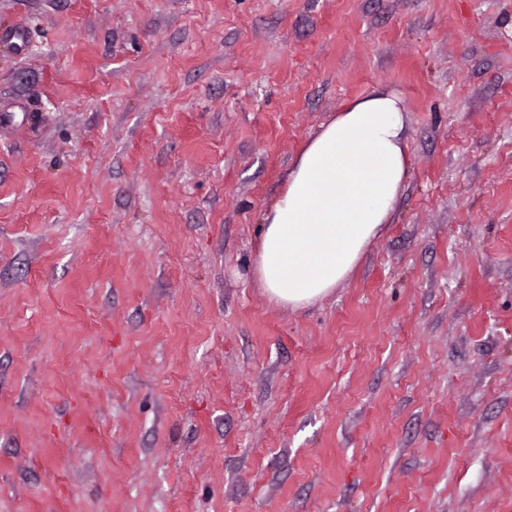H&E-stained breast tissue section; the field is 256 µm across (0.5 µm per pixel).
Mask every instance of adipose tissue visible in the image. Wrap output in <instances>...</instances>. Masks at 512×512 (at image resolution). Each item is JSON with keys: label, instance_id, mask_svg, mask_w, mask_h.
I'll list each match as a JSON object with an SVG mask.
<instances>
[{"label": "adipose tissue", "instance_id": "1", "mask_svg": "<svg viewBox=\"0 0 512 512\" xmlns=\"http://www.w3.org/2000/svg\"><path fill=\"white\" fill-rule=\"evenodd\" d=\"M404 131L399 98L374 92L307 142L263 217L254 274L270 300L300 309L350 276L408 176Z\"/></svg>", "mask_w": 512, "mask_h": 512}]
</instances>
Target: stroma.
I'll return each instance as SVG.
<instances>
[{
	"label": "stroma",
	"mask_w": 512,
	"mask_h": 512,
	"mask_svg": "<svg viewBox=\"0 0 512 512\" xmlns=\"http://www.w3.org/2000/svg\"><path fill=\"white\" fill-rule=\"evenodd\" d=\"M0 512H512V0H0ZM408 178L329 297L262 217L345 105Z\"/></svg>",
	"instance_id": "stroma-1"
}]
</instances>
